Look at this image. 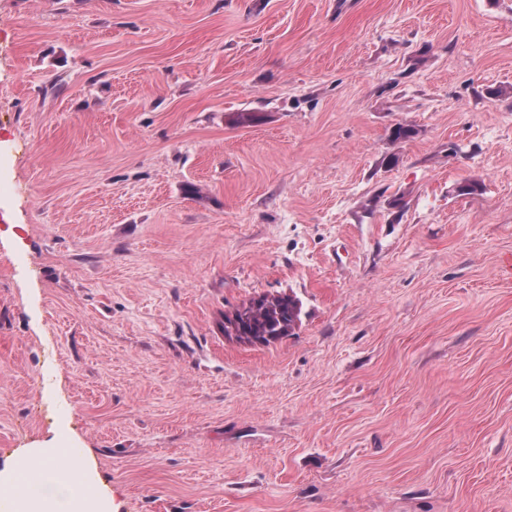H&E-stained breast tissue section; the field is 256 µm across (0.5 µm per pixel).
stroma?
Listing matches in <instances>:
<instances>
[{
    "label": "stroma",
    "mask_w": 512,
    "mask_h": 512,
    "mask_svg": "<svg viewBox=\"0 0 512 512\" xmlns=\"http://www.w3.org/2000/svg\"><path fill=\"white\" fill-rule=\"evenodd\" d=\"M499 86L512 0H0V465L91 449L114 512H512ZM276 292L293 335L225 337Z\"/></svg>",
    "instance_id": "stroma-1"
}]
</instances>
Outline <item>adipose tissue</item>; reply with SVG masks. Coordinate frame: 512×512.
<instances>
[{
    "label": "adipose tissue",
    "instance_id": "ef3b65f1",
    "mask_svg": "<svg viewBox=\"0 0 512 512\" xmlns=\"http://www.w3.org/2000/svg\"><path fill=\"white\" fill-rule=\"evenodd\" d=\"M84 461L61 463L57 449L31 448L0 468V497L20 498L28 512H112L111 496H92Z\"/></svg>",
    "mask_w": 512,
    "mask_h": 512
}]
</instances>
